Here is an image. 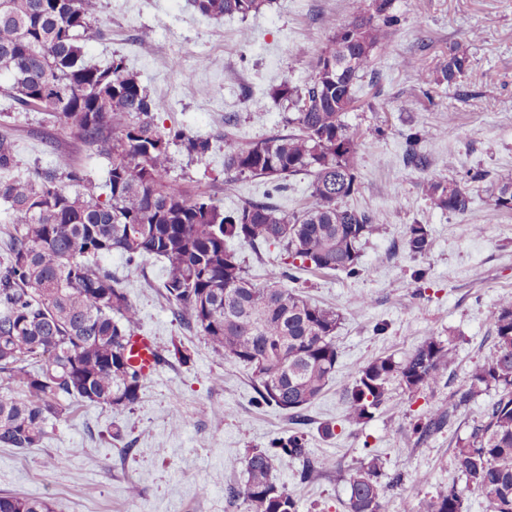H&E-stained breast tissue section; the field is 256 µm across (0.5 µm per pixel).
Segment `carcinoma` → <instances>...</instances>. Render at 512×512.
Segmentation results:
<instances>
[{"instance_id":"carcinoma-1","label":"carcinoma","mask_w":512,"mask_h":512,"mask_svg":"<svg viewBox=\"0 0 512 512\" xmlns=\"http://www.w3.org/2000/svg\"><path fill=\"white\" fill-rule=\"evenodd\" d=\"M190 2L206 17L244 19L270 0ZM97 8L98 0H0V75L9 77L8 95L23 111L49 113L110 160L103 195L70 158L5 178L16 159L11 140L0 135V202L15 224L0 265V377L7 382L0 387V447H40L64 400L122 410L140 399L144 378L129 349L140 311L125 283L100 265L113 253L129 262L163 263L160 288L179 321L224 359L248 368L259 398L298 425L336 373L341 317L283 281L294 278L296 268L361 275L360 246L378 219L344 203L359 177V144L344 117L356 102L357 82L388 48L397 23L391 0L372 6L351 0L350 21L340 28L328 24L333 33L318 51L310 81L302 88L286 80L270 86L272 98L296 109L287 120L291 132L243 143L225 139L227 172L269 180L313 177V204L291 213L249 199L226 212L202 193L186 194L170 176V146L203 156L210 143L161 131L156 115L166 106L149 96L125 58L104 67L85 59ZM468 66L466 50H450L441 81L456 82ZM425 138L423 130L407 134L409 163L421 162ZM73 184L80 190L70 192ZM423 191L435 209H469V193L456 180L430 179ZM493 210H512V182L499 187ZM233 239L252 247L277 244L289 261L255 283L228 248ZM404 246L410 256L425 257L432 246L427 226L409 225ZM492 334L491 361L475 369L458 402L434 406L416 432L429 434L457 404L497 389L480 424L458 442L455 461L489 512H512V298L500 301ZM454 364L450 345L434 336L399 361H370L343 391L346 420L371 419L388 401L393 381L408 391L437 386ZM277 445L275 454L257 448L247 454L244 483L226 489L230 503L243 501L247 512H297L296 500L273 479L274 463L304 460V482L336 469L331 459L306 458L297 432ZM380 469L374 457L349 474L348 512H382ZM0 512H52V506L0 493ZM420 512H467L466 498L451 486Z\"/></svg>"}]
</instances>
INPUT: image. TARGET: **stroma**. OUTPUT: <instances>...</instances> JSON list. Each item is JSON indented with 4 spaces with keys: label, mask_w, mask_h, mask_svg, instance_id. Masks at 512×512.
<instances>
[{
    "label": "stroma",
    "mask_w": 512,
    "mask_h": 512,
    "mask_svg": "<svg viewBox=\"0 0 512 512\" xmlns=\"http://www.w3.org/2000/svg\"><path fill=\"white\" fill-rule=\"evenodd\" d=\"M399 18L374 75L359 82L346 113L360 145L357 192L348 206L378 214L380 223L361 249L363 272H296L291 285L338 311L336 375L307 411L303 431L309 458H333L335 472L302 481V463L276 467L274 479L298 503V512H346L347 475L378 456L385 491L383 512H415L449 486L464 487L454 449L479 424L497 393L489 389L462 404L427 439L413 432L435 405L467 390L477 366L492 359V317L512 296V211L492 214L499 186L512 181V0H392ZM350 19L349 0H271L259 15L206 18L189 0H100L88 61L103 65L125 57L151 97L166 112L157 119L208 139L205 157L171 146L173 179L188 193L210 195L230 210L246 199H268L288 211L313 202L312 178L287 177L274 189L263 179L224 172V138L249 141L284 130L287 112L268 95L281 80L308 81L331 25ZM304 45L308 54H296ZM470 63L453 84L439 81L454 46ZM428 74L418 84L416 71ZM426 131L423 166L403 160L405 136ZM10 136L16 174L55 166L65 153L96 183L108 160L60 132L44 112H20L0 96V133ZM429 179L466 185L471 204L451 215L430 206ZM427 225L430 253L412 258L404 248L408 225ZM483 225L475 234L474 225ZM249 278L267 281L281 265L280 247L229 241ZM104 266L122 278L140 310L139 326L164 351L182 346L187 361L170 359L147 379L140 399L120 411L74 405L48 425L42 447H0V493L42 498L53 512H246L229 503L228 484L244 480L252 449L288 438L293 427L279 408L259 402L250 371L224 359L204 338L175 320L159 285L160 262L130 263L120 255ZM451 339L456 365L436 388L408 392L392 385L391 399L362 425L348 423L342 400L356 368L379 357L401 359L427 337ZM121 429L110 445L107 431ZM140 494L130 497V486Z\"/></svg>",
    "instance_id": "1"
}]
</instances>
